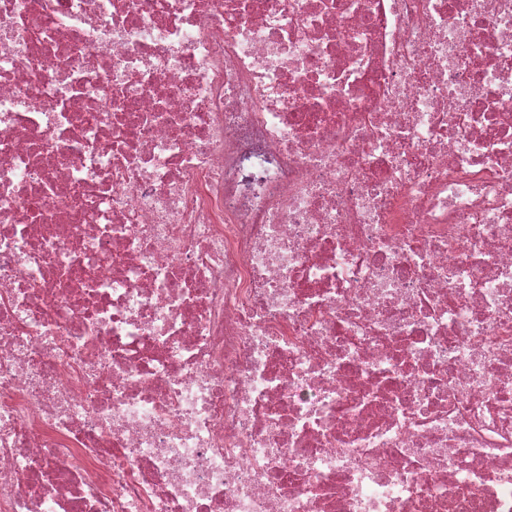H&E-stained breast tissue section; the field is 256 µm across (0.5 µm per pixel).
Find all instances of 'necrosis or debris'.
Returning <instances> with one entry per match:
<instances>
[{
  "label": "necrosis or debris",
  "instance_id": "4bbe7bcc",
  "mask_svg": "<svg viewBox=\"0 0 512 512\" xmlns=\"http://www.w3.org/2000/svg\"><path fill=\"white\" fill-rule=\"evenodd\" d=\"M0 512H512V0H0Z\"/></svg>",
  "mask_w": 512,
  "mask_h": 512
}]
</instances>
